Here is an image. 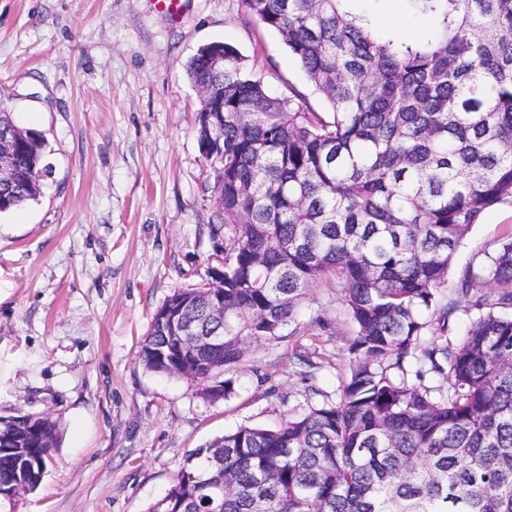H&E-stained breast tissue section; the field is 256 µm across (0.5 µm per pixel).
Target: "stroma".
<instances>
[{
  "label": "stroma",
  "mask_w": 512,
  "mask_h": 512,
  "mask_svg": "<svg viewBox=\"0 0 512 512\" xmlns=\"http://www.w3.org/2000/svg\"><path fill=\"white\" fill-rule=\"evenodd\" d=\"M0 0V107L46 143L40 194L0 214V417L60 424L46 476L0 512H148L186 456L239 426L271 427L308 385L334 396L355 335L339 288L320 284L297 329L252 343L224 371L227 399L139 360L153 316L202 284L224 249L214 187L221 164L198 139L202 96L187 74L212 42L256 58L273 94L326 104L281 37L241 0ZM512 234L492 209L458 248L453 272ZM314 365L304 372L293 357Z\"/></svg>",
  "instance_id": "35a3bbf8"
}]
</instances>
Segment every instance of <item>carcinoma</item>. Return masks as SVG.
<instances>
[{
    "mask_svg": "<svg viewBox=\"0 0 512 512\" xmlns=\"http://www.w3.org/2000/svg\"><path fill=\"white\" fill-rule=\"evenodd\" d=\"M277 32L314 91L274 96L255 61L216 42L188 64L224 95V350L148 370L215 379L248 346L296 322L311 288H340L356 335L336 400L242 425L192 450L161 498L181 512H512V235L448 270L470 227L512 205V0H397L428 21L402 38L379 25L389 0H241ZM224 52V70L208 55ZM17 177L0 214L37 198L44 139L0 116ZM197 288L170 300L202 322ZM476 312L449 336L460 307ZM52 445L41 441L40 427ZM0 487L41 483L59 423L4 418Z\"/></svg>",
    "mask_w": 512,
    "mask_h": 512,
    "instance_id": "obj_1",
    "label": "carcinoma"
}]
</instances>
